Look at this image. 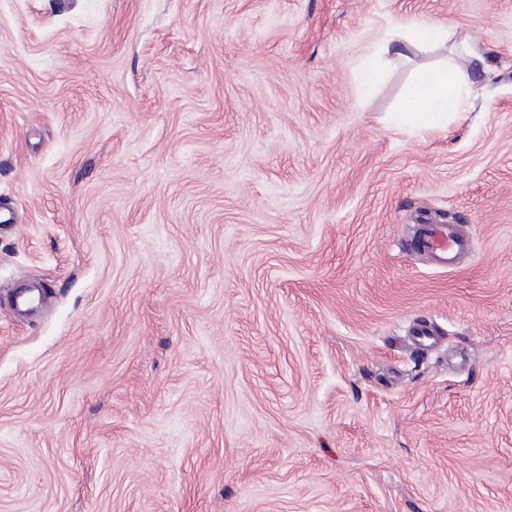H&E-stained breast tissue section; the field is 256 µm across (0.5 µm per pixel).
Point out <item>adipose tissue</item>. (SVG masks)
Returning <instances> with one entry per match:
<instances>
[{"label":"adipose tissue","instance_id":"1","mask_svg":"<svg viewBox=\"0 0 512 512\" xmlns=\"http://www.w3.org/2000/svg\"><path fill=\"white\" fill-rule=\"evenodd\" d=\"M464 69L440 62L419 73L406 93L398 120L411 128L435 124L440 114L462 111L470 94Z\"/></svg>","mask_w":512,"mask_h":512}]
</instances>
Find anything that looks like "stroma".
Wrapping results in <instances>:
<instances>
[{"instance_id":"35a3bbf8","label":"stroma","mask_w":512,"mask_h":512,"mask_svg":"<svg viewBox=\"0 0 512 512\" xmlns=\"http://www.w3.org/2000/svg\"><path fill=\"white\" fill-rule=\"evenodd\" d=\"M0 512H512V0H0ZM396 41H405L410 46L426 50L430 48H440L448 44V28L436 24H422L414 28L400 30L396 34H391L382 45V54L389 53L391 44ZM470 82L466 71L457 65L442 61L419 73L406 93L399 108L398 121L410 128L433 125L448 109L465 111L463 104L469 98ZM470 243L458 224H428L424 233L417 240L408 241L407 246L428 253L436 266L453 269L470 250Z\"/></svg>"}]
</instances>
